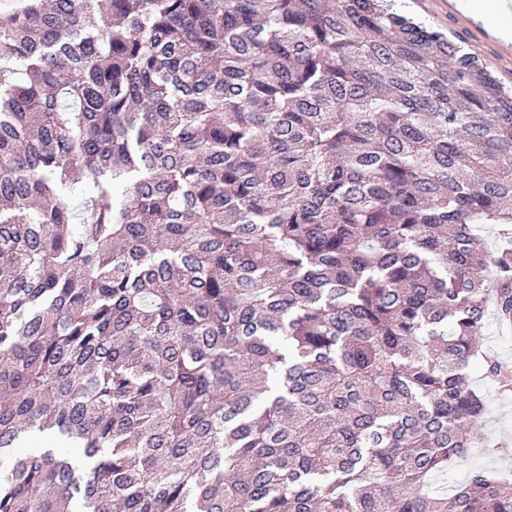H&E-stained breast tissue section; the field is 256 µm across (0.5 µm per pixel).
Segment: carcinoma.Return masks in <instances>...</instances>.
I'll list each match as a JSON object with an SVG mask.
<instances>
[{"label": "carcinoma", "mask_w": 512, "mask_h": 512, "mask_svg": "<svg viewBox=\"0 0 512 512\" xmlns=\"http://www.w3.org/2000/svg\"><path fill=\"white\" fill-rule=\"evenodd\" d=\"M490 321L512 89L432 26L0 7V512H512L507 471L431 484L484 443L469 363L512 393ZM480 338L488 353L512 367V336H502L493 324H489Z\"/></svg>", "instance_id": "obj_1"}]
</instances>
